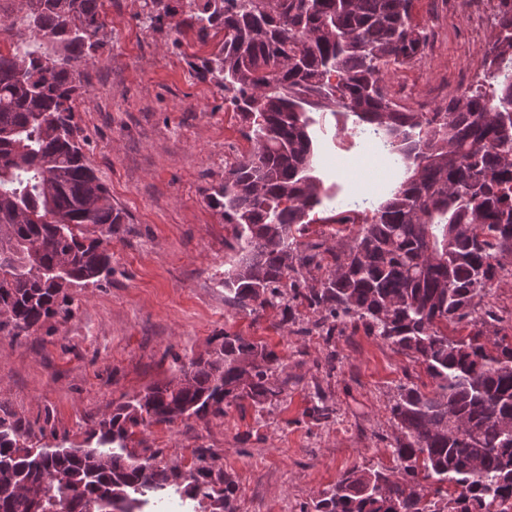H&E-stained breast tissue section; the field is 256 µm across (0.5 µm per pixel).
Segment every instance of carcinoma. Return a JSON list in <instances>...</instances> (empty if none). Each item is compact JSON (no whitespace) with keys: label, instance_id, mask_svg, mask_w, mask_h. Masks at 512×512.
Masks as SVG:
<instances>
[{"label":"carcinoma","instance_id":"1","mask_svg":"<svg viewBox=\"0 0 512 512\" xmlns=\"http://www.w3.org/2000/svg\"><path fill=\"white\" fill-rule=\"evenodd\" d=\"M413 0H145L149 26L207 43L198 77L230 94L247 122L250 151L211 187L233 225L224 270L233 308L303 307L330 340L337 322L363 326L413 356L432 380L409 383L391 407L398 435L390 469L353 467L300 512H502L512 499V344L486 336L481 306L502 259L512 257V10L484 47L488 81L430 112L390 97L383 76L421 54L426 33ZM103 0H21L9 29L19 47L0 53V336L27 337L74 314L73 288L112 271L104 237L126 223L88 166L74 122L85 93L81 65L96 54ZM349 114L387 137L406 178L366 217L312 218L326 196L315 175L311 111ZM338 224L330 241H303L309 224ZM464 323L471 331L448 335ZM174 378L118 403L86 431L84 447L34 448V425L0 417V512H143L169 486L235 512L234 484L216 463L187 470L129 447L134 436L179 419L224 416L248 400L259 409L288 392L277 354L228 334L205 356L174 360ZM313 415L334 408L319 389ZM24 482L36 498L18 499ZM447 502L440 505L441 494Z\"/></svg>","mask_w":512,"mask_h":512}]
</instances>
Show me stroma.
I'll return each instance as SVG.
<instances>
[{
  "label": "stroma",
  "instance_id": "stroma-1",
  "mask_svg": "<svg viewBox=\"0 0 512 512\" xmlns=\"http://www.w3.org/2000/svg\"><path fill=\"white\" fill-rule=\"evenodd\" d=\"M102 12L107 35L84 68L87 91L75 120L88 163L126 221L107 240L111 275L73 289L71 319L48 320L26 338L0 336V409L41 426L43 444L77 446L116 404L171 379L175 358L206 354L218 336L236 334L277 353L287 397L261 413L234 405L220 418L151 426L143 447L170 465L209 449L235 485L236 512H299L352 467H393L391 407L400 388L432 385L413 357L361 328L327 342L288 333L278 311L249 313L224 301L232 227L207 195L224 180L225 151L242 154L250 144L223 90L195 76L217 39L203 45L189 33L154 30L143 0H104ZM413 20L428 46L391 82L434 104L465 65L472 81L482 80L485 40L449 16L443 0H414ZM335 130L326 116L317 176L345 194L386 198L403 169L389 168L361 136L337 146ZM369 169L378 180L362 179ZM318 387L335 409L326 423L307 414Z\"/></svg>",
  "mask_w": 512,
  "mask_h": 512
}]
</instances>
